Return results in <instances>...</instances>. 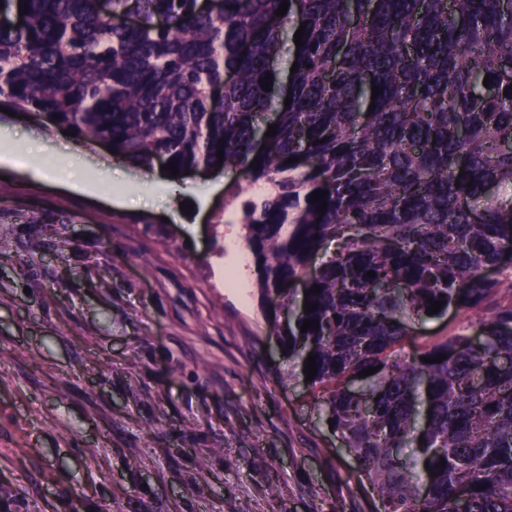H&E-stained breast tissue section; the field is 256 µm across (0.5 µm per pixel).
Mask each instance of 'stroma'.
<instances>
[{
	"mask_svg": "<svg viewBox=\"0 0 512 512\" xmlns=\"http://www.w3.org/2000/svg\"><path fill=\"white\" fill-rule=\"evenodd\" d=\"M28 141L104 187L0 162V512H374L304 382L278 384L279 312L235 269L258 185L226 174L187 215L206 174L144 196L150 168L0 112V148ZM474 319L449 308L405 347Z\"/></svg>",
	"mask_w": 512,
	"mask_h": 512,
	"instance_id": "stroma-1",
	"label": "stroma"
}]
</instances>
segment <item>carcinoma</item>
I'll return each instance as SVG.
<instances>
[{"label":"carcinoma","instance_id":"cac0c4a2","mask_svg":"<svg viewBox=\"0 0 512 512\" xmlns=\"http://www.w3.org/2000/svg\"><path fill=\"white\" fill-rule=\"evenodd\" d=\"M281 2L0 0V105L124 162L268 185L242 223L260 297H282L281 382L315 355L307 386L381 512H512V303L485 275L512 254V0ZM306 276L320 292L294 287ZM450 307L484 313L483 343L405 350Z\"/></svg>","mask_w":512,"mask_h":512}]
</instances>
